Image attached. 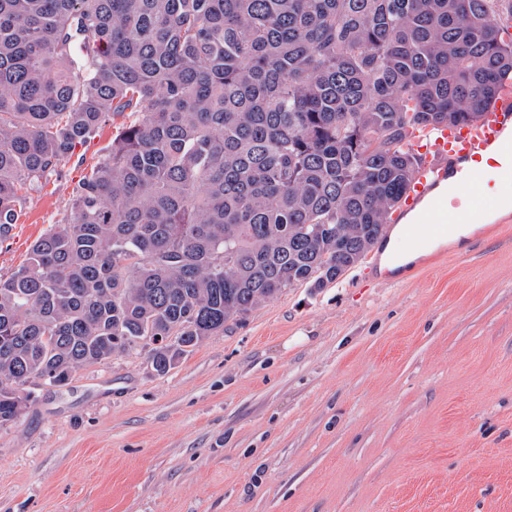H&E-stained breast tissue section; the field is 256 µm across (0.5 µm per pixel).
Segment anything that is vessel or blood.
Wrapping results in <instances>:
<instances>
[{
  "label": "vessel or blood",
  "mask_w": 512,
  "mask_h": 512,
  "mask_svg": "<svg viewBox=\"0 0 512 512\" xmlns=\"http://www.w3.org/2000/svg\"><path fill=\"white\" fill-rule=\"evenodd\" d=\"M411 147L421 155L422 166L400 203L403 211L419 209L447 177L456 180L455 199L432 206L425 220L414 225L406 242L412 251L433 237L474 223L493 196L490 186L478 179L484 169L512 178V85L502 86L495 103L474 124L416 134Z\"/></svg>",
  "instance_id": "1"
}]
</instances>
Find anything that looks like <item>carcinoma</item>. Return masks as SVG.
Wrapping results in <instances>:
<instances>
[{"label": "carcinoma", "instance_id": "obj_1", "mask_svg": "<svg viewBox=\"0 0 512 512\" xmlns=\"http://www.w3.org/2000/svg\"><path fill=\"white\" fill-rule=\"evenodd\" d=\"M512 0H0V242L22 190L122 119L66 222L0 277V427L26 386L154 370L383 237L414 132L512 81Z\"/></svg>", "mask_w": 512, "mask_h": 512}]
</instances>
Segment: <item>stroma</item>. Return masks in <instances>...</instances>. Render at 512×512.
Wrapping results in <instances>:
<instances>
[{
    "label": "stroma",
    "mask_w": 512,
    "mask_h": 512,
    "mask_svg": "<svg viewBox=\"0 0 512 512\" xmlns=\"http://www.w3.org/2000/svg\"><path fill=\"white\" fill-rule=\"evenodd\" d=\"M114 133L29 192L1 276ZM498 222L286 289L167 374L134 350L34 386L0 428V512H512V212Z\"/></svg>",
    "instance_id": "1"
}]
</instances>
